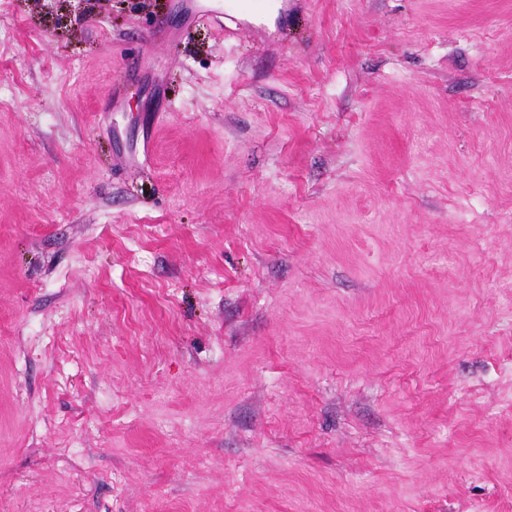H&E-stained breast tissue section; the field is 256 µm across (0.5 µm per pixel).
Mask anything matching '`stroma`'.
Listing matches in <instances>:
<instances>
[{
  "label": "stroma",
  "instance_id": "35a3bbf8",
  "mask_svg": "<svg viewBox=\"0 0 512 512\" xmlns=\"http://www.w3.org/2000/svg\"><path fill=\"white\" fill-rule=\"evenodd\" d=\"M0 0V512H512V0Z\"/></svg>",
  "mask_w": 512,
  "mask_h": 512
}]
</instances>
